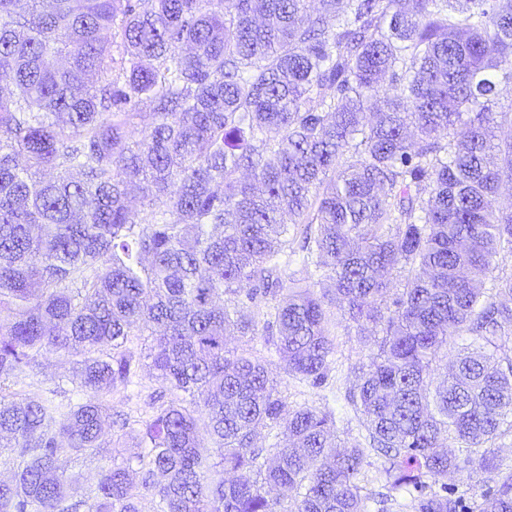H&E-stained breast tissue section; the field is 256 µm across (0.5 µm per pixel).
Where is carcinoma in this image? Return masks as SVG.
I'll use <instances>...</instances> for the list:
<instances>
[{"label": "carcinoma", "instance_id": "1", "mask_svg": "<svg viewBox=\"0 0 512 512\" xmlns=\"http://www.w3.org/2000/svg\"><path fill=\"white\" fill-rule=\"evenodd\" d=\"M511 60L502 0H0V512H364L371 456L413 512H462L429 482L502 472L512 429ZM286 216L328 287L284 285ZM332 306L385 333L341 450L331 411L288 407L224 336L320 387ZM72 352L71 397L13 390ZM144 367L150 414L113 420L112 463L76 486L64 457L101 454ZM280 428L290 446H255ZM487 495L512 512V474Z\"/></svg>", "mask_w": 512, "mask_h": 512}]
</instances>
